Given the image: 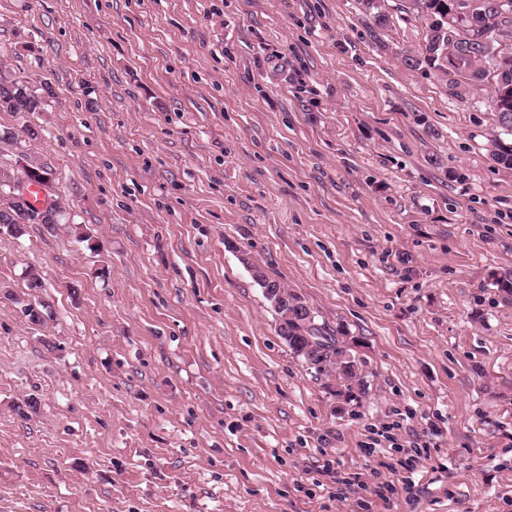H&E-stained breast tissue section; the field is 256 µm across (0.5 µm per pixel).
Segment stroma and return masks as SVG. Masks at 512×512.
Instances as JSON below:
<instances>
[{"label": "stroma", "mask_w": 512, "mask_h": 512, "mask_svg": "<svg viewBox=\"0 0 512 512\" xmlns=\"http://www.w3.org/2000/svg\"><path fill=\"white\" fill-rule=\"evenodd\" d=\"M397 2L0 0V78L46 101L0 111V173L67 213L0 234L45 313L0 303V512H512V170ZM255 265L353 336L357 401Z\"/></svg>", "instance_id": "35a3bbf8"}]
</instances>
